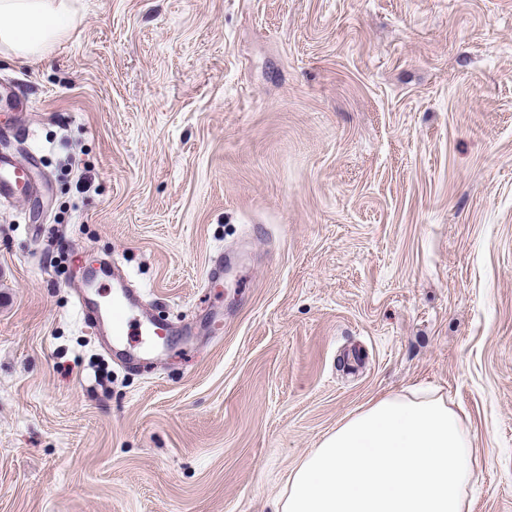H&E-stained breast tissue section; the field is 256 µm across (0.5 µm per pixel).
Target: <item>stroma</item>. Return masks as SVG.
Listing matches in <instances>:
<instances>
[{
    "label": "stroma",
    "instance_id": "obj_1",
    "mask_svg": "<svg viewBox=\"0 0 512 512\" xmlns=\"http://www.w3.org/2000/svg\"><path fill=\"white\" fill-rule=\"evenodd\" d=\"M0 51V512H275L369 401L444 395L512 512V0H75ZM224 279H209L216 255ZM183 328L148 370L75 286ZM29 164L17 162L14 158L0 159V200L10 201L17 196L27 195L32 187Z\"/></svg>",
    "mask_w": 512,
    "mask_h": 512
}]
</instances>
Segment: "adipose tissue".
Listing matches in <instances>:
<instances>
[{"mask_svg": "<svg viewBox=\"0 0 512 512\" xmlns=\"http://www.w3.org/2000/svg\"><path fill=\"white\" fill-rule=\"evenodd\" d=\"M71 0H0V46L43 59L68 36ZM479 454L440 396L413 393L347 416L288 475L280 512H468Z\"/></svg>", "mask_w": 512, "mask_h": 512, "instance_id": "1", "label": "adipose tissue"}]
</instances>
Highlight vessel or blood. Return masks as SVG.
Instances as JSON below:
<instances>
[{
  "instance_id": "vessel-or-blood-1",
  "label": "vessel or blood",
  "mask_w": 512,
  "mask_h": 512,
  "mask_svg": "<svg viewBox=\"0 0 512 512\" xmlns=\"http://www.w3.org/2000/svg\"><path fill=\"white\" fill-rule=\"evenodd\" d=\"M32 187L28 165L15 159H0V200L9 201L27 195ZM102 276L88 270L82 279L78 298V313L89 327L108 329L115 350L125 352L129 359H147L158 347L169 345L173 330L148 318L138 300L120 279H113L112 301L104 305L96 296L102 286Z\"/></svg>"
}]
</instances>
